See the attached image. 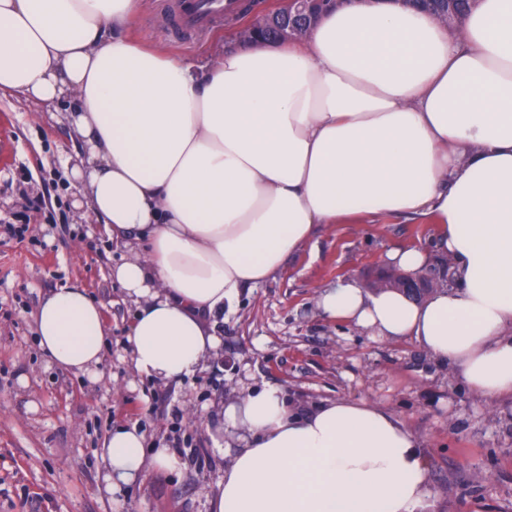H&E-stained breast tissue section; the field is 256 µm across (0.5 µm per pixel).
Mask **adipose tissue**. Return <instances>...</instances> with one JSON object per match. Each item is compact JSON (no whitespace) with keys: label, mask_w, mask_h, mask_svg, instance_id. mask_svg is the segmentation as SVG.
Returning a JSON list of instances; mask_svg holds the SVG:
<instances>
[{"label":"adipose tissue","mask_w":512,"mask_h":512,"mask_svg":"<svg viewBox=\"0 0 512 512\" xmlns=\"http://www.w3.org/2000/svg\"><path fill=\"white\" fill-rule=\"evenodd\" d=\"M144 0H0V93L69 102L73 175L126 250L112 279L135 303L122 343L162 383L202 371L214 320L323 225L426 219L454 283L423 301L340 278L319 314L414 340L486 402L512 398V0H477L460 35L398 0H346L296 44L239 43L193 67L129 33ZM49 368L97 380L104 306L73 284L33 314ZM245 431L210 512H421L428 466L398 418L364 400L302 412L267 386L218 411ZM120 497L185 463L137 425L100 447Z\"/></svg>","instance_id":"obj_1"}]
</instances>
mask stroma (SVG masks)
Here are the masks:
<instances>
[{"label": "stroma", "instance_id": "1", "mask_svg": "<svg viewBox=\"0 0 512 512\" xmlns=\"http://www.w3.org/2000/svg\"><path fill=\"white\" fill-rule=\"evenodd\" d=\"M170 0H145L130 32L197 65L212 62L235 29L219 21L187 43L169 36ZM63 106L0 95V512H207V499L242 440L216 450L202 421L249 389L282 387L309 409L363 399L419 438L431 495L422 512H512V398L486 405L415 341L380 340L323 319L316 288L366 279L388 251L429 247L433 225L380 216L318 227L268 281L242 289L216 333L217 356L193 380L137 375L120 340L134 314L109 268L122 251L87 207L71 204L83 152ZM80 284L105 306L111 334L104 375L45 371L32 314L40 299ZM138 424L176 449L182 474L153 471L115 505L102 488L98 449L108 432Z\"/></svg>", "mask_w": 512, "mask_h": 512}]
</instances>
